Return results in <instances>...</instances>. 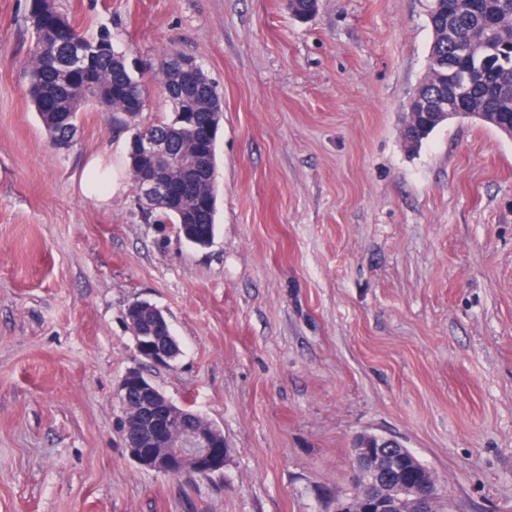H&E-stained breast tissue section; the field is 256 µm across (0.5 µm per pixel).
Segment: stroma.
I'll return each instance as SVG.
<instances>
[{"instance_id":"obj_1","label":"stroma","mask_w":512,"mask_h":512,"mask_svg":"<svg viewBox=\"0 0 512 512\" xmlns=\"http://www.w3.org/2000/svg\"><path fill=\"white\" fill-rule=\"evenodd\" d=\"M30 0H0V512H336L362 433L437 476L443 512H512V140L470 119L401 138L433 42L428 0H54L224 97L218 232L149 221L124 131L83 106L52 146L26 95ZM122 183L80 187L93 156ZM181 343L143 364L224 433L220 479L128 455L126 312Z\"/></svg>"}]
</instances>
